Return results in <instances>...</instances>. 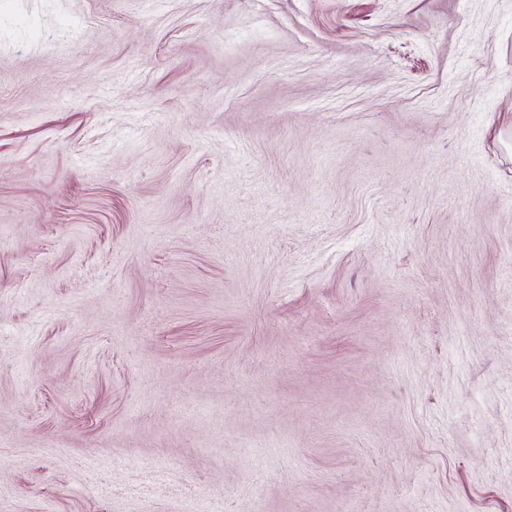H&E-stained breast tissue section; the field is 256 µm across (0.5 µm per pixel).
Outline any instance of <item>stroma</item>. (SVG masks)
Wrapping results in <instances>:
<instances>
[{
  "instance_id": "35a3bbf8",
  "label": "stroma",
  "mask_w": 512,
  "mask_h": 512,
  "mask_svg": "<svg viewBox=\"0 0 512 512\" xmlns=\"http://www.w3.org/2000/svg\"><path fill=\"white\" fill-rule=\"evenodd\" d=\"M512 512V0H0V512Z\"/></svg>"
}]
</instances>
